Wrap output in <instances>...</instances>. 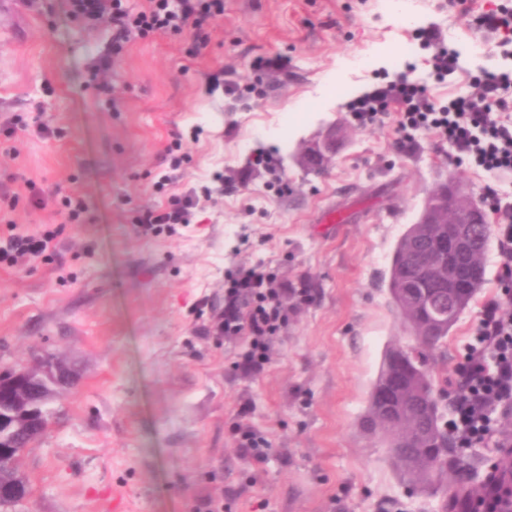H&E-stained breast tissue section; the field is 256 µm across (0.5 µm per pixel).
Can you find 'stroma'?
I'll return each mask as SVG.
<instances>
[{"mask_svg":"<svg viewBox=\"0 0 512 512\" xmlns=\"http://www.w3.org/2000/svg\"><path fill=\"white\" fill-rule=\"evenodd\" d=\"M414 24L381 0H224L207 47L157 33L112 52L105 21L69 0L0 12V233L56 232L49 257L0 264V373L49 355L74 381L53 399L47 433L20 462L17 512H436L432 491L401 475L360 426L387 346H414L389 291L397 243L428 193L455 176L477 200L512 199V172L458 161L428 130L401 144L395 116L361 126L351 104L399 75L445 102L472 93L488 32L448 0H409ZM432 27L457 57L435 82L414 32ZM407 55H398L402 46ZM110 59L106 86L90 71ZM253 84L239 94L235 85ZM50 127L45 136L41 127ZM346 130L328 168L301 152ZM182 137L186 161L165 148ZM86 204L68 223L64 197ZM195 195L189 225L142 234L137 211ZM497 242L486 280L428 369L451 407L457 367L489 300H505ZM263 266L306 281L256 374L236 366L248 339L214 329L228 273ZM512 403L482 441L448 451V474L488 471L511 441ZM263 435L254 465L238 430Z\"/></svg>","mask_w":512,"mask_h":512,"instance_id":"obj_1","label":"stroma"}]
</instances>
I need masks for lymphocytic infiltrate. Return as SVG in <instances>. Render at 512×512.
<instances>
[{"label": "lymphocytic infiltrate", "instance_id": "obj_1", "mask_svg": "<svg viewBox=\"0 0 512 512\" xmlns=\"http://www.w3.org/2000/svg\"><path fill=\"white\" fill-rule=\"evenodd\" d=\"M74 14L112 24L115 51L135 39L154 33L180 35L192 31L193 54H200L210 37L209 30L224 15V0H147L139 11H128L123 0H71ZM475 95L457 97L440 104L419 84L399 78L353 104L351 112L359 124L383 120L391 108H398V128L404 142L411 133L429 128L455 150L459 160L487 173L512 171V71H485L473 76ZM0 241V260L22 264L45 256L55 239L50 229L17 231L8 225ZM288 283L250 269L230 277L224 296L221 330L228 336L243 335L249 347L238 362L247 374L260 372L268 360V340L279 329L288 299L296 295ZM460 390L448 431L466 445L488 437L492 431V410L512 401V312L500 303L489 304L466 348L458 367Z\"/></svg>", "mask_w": 512, "mask_h": 512}]
</instances>
